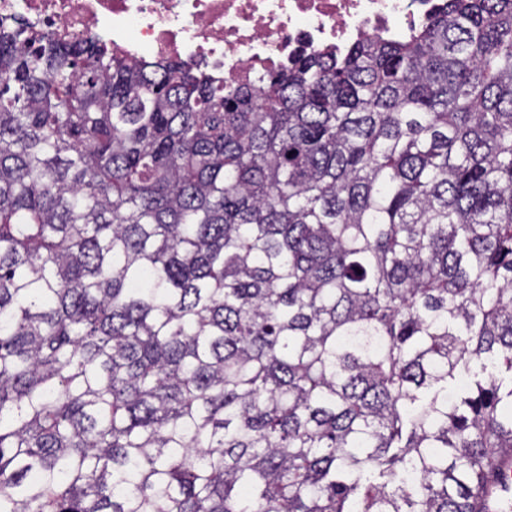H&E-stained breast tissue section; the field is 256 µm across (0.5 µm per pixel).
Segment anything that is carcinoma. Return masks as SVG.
<instances>
[{
    "mask_svg": "<svg viewBox=\"0 0 512 512\" xmlns=\"http://www.w3.org/2000/svg\"><path fill=\"white\" fill-rule=\"evenodd\" d=\"M512 0L256 83L0 18V512H502Z\"/></svg>",
    "mask_w": 512,
    "mask_h": 512,
    "instance_id": "obj_1",
    "label": "carcinoma"
}]
</instances>
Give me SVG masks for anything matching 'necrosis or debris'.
Here are the masks:
<instances>
[{
    "label": "necrosis or debris",
    "mask_w": 512,
    "mask_h": 512,
    "mask_svg": "<svg viewBox=\"0 0 512 512\" xmlns=\"http://www.w3.org/2000/svg\"><path fill=\"white\" fill-rule=\"evenodd\" d=\"M437 0H0L56 35L94 36L130 60L173 57L225 84L253 82L302 53H341L414 33Z\"/></svg>",
    "instance_id": "necrosis-or-debris-1"
}]
</instances>
